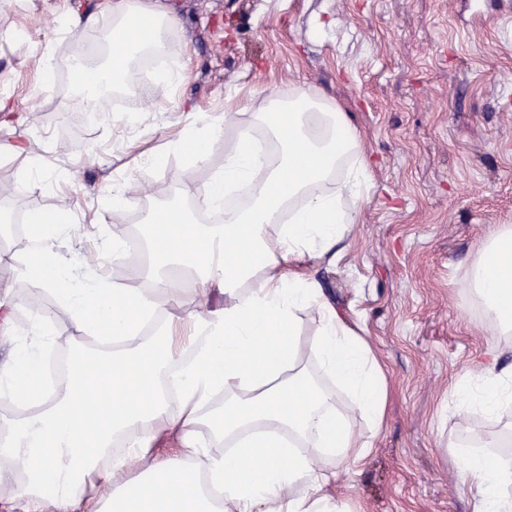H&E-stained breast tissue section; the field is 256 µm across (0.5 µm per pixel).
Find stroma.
<instances>
[{
	"label": "stroma",
	"instance_id": "35a3bbf8",
	"mask_svg": "<svg viewBox=\"0 0 512 512\" xmlns=\"http://www.w3.org/2000/svg\"><path fill=\"white\" fill-rule=\"evenodd\" d=\"M177 16L172 37L190 57L187 78L162 111L143 112L136 131L124 113H105L97 129L73 125L79 81L59 70L36 82L34 34L54 36L56 56L94 41L112 19L103 0H11L0 9V96L15 112L0 139L43 144L48 180L33 183L30 154L0 156V215L30 233V217L69 205L62 251L93 249L98 236L138 227L145 211L172 200L179 182L205 185L224 166V133L211 135L204 164L167 154L141 173L129 147L159 151L182 127L189 105L209 111L243 87H300L349 112L373 162L372 187L348 256L315 268L327 299L358 320L384 362L391 386L386 421L369 433L372 452L354 472H337L327 491L363 512H470L449 440L464 446L512 434V410L490 420L459 417L448 392L498 342L512 363V335L493 337L467 286L472 259L502 224L512 225V0H162ZM99 14L93 29L62 32L66 8ZM332 22L327 35L316 19ZM26 31L28 40L16 37ZM128 200L110 201L113 184ZM25 261L0 262V297L26 302L16 334L0 339V364L15 346L36 343L35 311L54 314L68 345L89 341L55 296L28 288Z\"/></svg>",
	"mask_w": 512,
	"mask_h": 512
}]
</instances>
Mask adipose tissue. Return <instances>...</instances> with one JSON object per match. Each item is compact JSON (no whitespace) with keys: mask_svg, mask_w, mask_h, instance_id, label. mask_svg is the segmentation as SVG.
I'll list each match as a JSON object with an SVG mask.
<instances>
[{"mask_svg":"<svg viewBox=\"0 0 512 512\" xmlns=\"http://www.w3.org/2000/svg\"><path fill=\"white\" fill-rule=\"evenodd\" d=\"M103 10L112 17L106 77L133 88L134 63L171 54L177 21L153 0H106ZM188 114L167 149L193 163L205 162L212 129L234 125L238 135L204 189L184 186L146 212L149 264L127 263L118 233L93 255L61 253L51 227L68 205L32 217L22 281L55 295L84 335L120 345L73 349L61 390L44 392V356L58 339L53 314L41 312L38 343L0 366V399L30 408L0 417V489L23 512H351L328 493L326 466L353 471L370 454L350 418L381 429L388 379L365 329L325 300L303 263L345 257L371 186L367 149L349 113L301 89L259 103L226 98L203 128L197 108ZM186 197L223 211V223H196ZM122 262L125 283L101 276ZM174 268L192 274L200 297L223 293V310L166 316L180 292ZM468 286L495 334L511 336V224L469 263ZM304 313L314 375L297 356ZM486 355L451 387L460 415L512 407V366H500L497 346ZM162 432L177 452L150 462ZM486 445L458 452L462 490L471 512H512V462L493 454L495 440Z\"/></svg>","mask_w":512,"mask_h":512,"instance_id":"ef3b65f1","label":"adipose tissue"}]
</instances>
